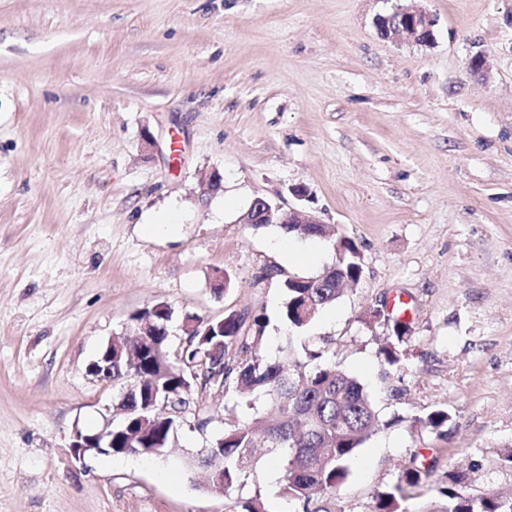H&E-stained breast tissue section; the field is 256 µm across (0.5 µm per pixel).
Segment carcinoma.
Segmentation results:
<instances>
[{
    "label": "carcinoma",
    "mask_w": 512,
    "mask_h": 512,
    "mask_svg": "<svg viewBox=\"0 0 512 512\" xmlns=\"http://www.w3.org/2000/svg\"><path fill=\"white\" fill-rule=\"evenodd\" d=\"M288 235L322 236V224H281ZM335 261L314 277H294L284 282L287 301L282 317L302 329L341 297L343 285L362 277L363 265L356 244L345 237L334 242ZM151 313L131 316L138 324L144 318L161 326L173 312L156 304ZM268 319L262 312L248 316H224V335L206 343L187 337L174 351L166 336L151 337V345L132 344L130 365H112V386L127 395L126 416L112 432V451L141 456H161L180 425L183 407L192 388L217 386L224 393L247 399L251 414L214 441V447L198 453L195 467L212 475L224 491L243 486L250 471L262 460L278 457L283 476L279 496L295 506L294 512H353L340 497L348 481L350 464L359 448L381 427L379 414L364 386L353 375L336 368L325 358V347L306 351L305 357L290 349L273 362L262 356ZM406 324L397 321L378 355L383 377L402 364ZM263 398L272 404L276 418L254 410ZM448 411L434 410L412 419V426L439 433L447 426ZM429 469L417 464L406 467L392 487L375 494L371 512H512V494L493 491L478 497L457 489L463 480L449 471L436 487V499L410 508L409 501L424 484Z\"/></svg>",
    "instance_id": "cac0c4a2"
}]
</instances>
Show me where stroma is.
<instances>
[{"mask_svg": "<svg viewBox=\"0 0 512 512\" xmlns=\"http://www.w3.org/2000/svg\"><path fill=\"white\" fill-rule=\"evenodd\" d=\"M403 3L0 0V512H238L257 494L283 512L278 460L224 495L190 469L243 416L215 390H192L162 457L70 448L116 394L90 362L147 305L265 313L270 359L293 340L283 281L335 255L241 223L258 197L362 254L310 328L384 423L341 490L353 512L414 459L430 493L450 470L473 496L512 489V0H418L436 19L422 45L377 31ZM160 221L172 231L145 232ZM397 317L405 357L385 379ZM436 409L445 436L412 427Z\"/></svg>", "mask_w": 512, "mask_h": 512, "instance_id": "1", "label": "stroma"}]
</instances>
